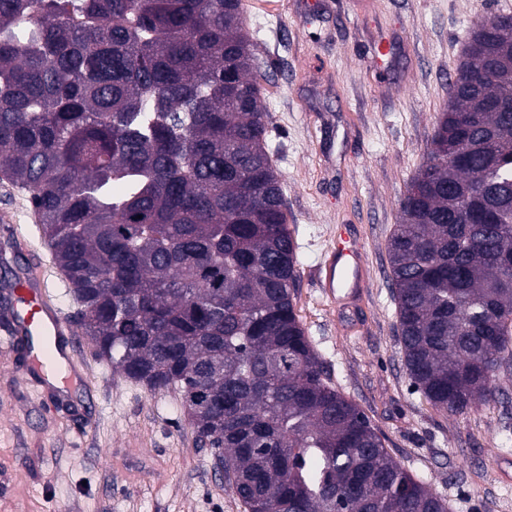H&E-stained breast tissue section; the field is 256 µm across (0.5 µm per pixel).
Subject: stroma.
Masks as SVG:
<instances>
[{
	"mask_svg": "<svg viewBox=\"0 0 512 512\" xmlns=\"http://www.w3.org/2000/svg\"><path fill=\"white\" fill-rule=\"evenodd\" d=\"M264 75L273 163L296 230V303L332 385L450 512H512L493 460L512 456V361L500 403L452 416L416 392L397 342L388 240L426 161L468 38L498 0H245ZM0 512H244L177 391L114 373L86 336L87 385L53 389L3 345L8 291L30 261L11 231L46 245L25 191L0 180ZM368 265L359 307H333L315 272L342 226Z\"/></svg>",
	"mask_w": 512,
	"mask_h": 512,
	"instance_id": "1",
	"label": "stroma"
}]
</instances>
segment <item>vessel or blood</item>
Instances as JSON below:
<instances>
[{"mask_svg":"<svg viewBox=\"0 0 512 512\" xmlns=\"http://www.w3.org/2000/svg\"><path fill=\"white\" fill-rule=\"evenodd\" d=\"M367 279V270L358 252L341 242L327 251L316 274L318 287L333 301L342 295L349 297L358 293ZM51 290L45 264L38 260L24 269L10 291L9 315L13 327L9 342L24 346L26 357L33 365L42 362L54 337L70 332L65 318L52 303Z\"/></svg>","mask_w":512,"mask_h":512,"instance_id":"1","label":"vessel or blood"}]
</instances>
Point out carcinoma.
Instances as JSON below:
<instances>
[{"instance_id":"cac0c4a2","label":"carcinoma","mask_w":512,"mask_h":512,"mask_svg":"<svg viewBox=\"0 0 512 512\" xmlns=\"http://www.w3.org/2000/svg\"><path fill=\"white\" fill-rule=\"evenodd\" d=\"M495 20L388 245L405 367L450 415L493 409L512 358V15ZM253 47L241 0H0V179L96 354L180 392L245 512H449L307 336Z\"/></svg>"}]
</instances>
